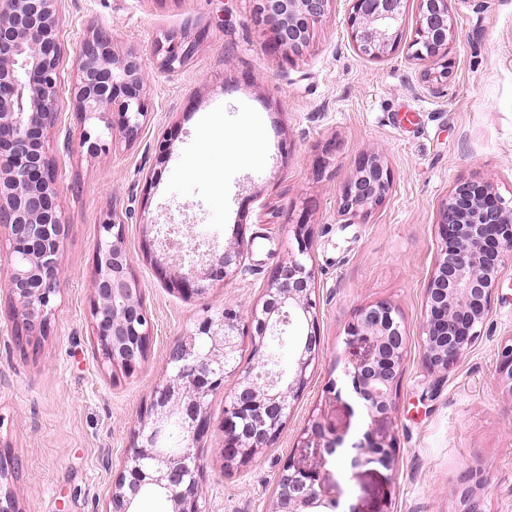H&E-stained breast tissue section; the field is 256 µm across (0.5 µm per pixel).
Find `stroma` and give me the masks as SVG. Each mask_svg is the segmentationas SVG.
Here are the masks:
<instances>
[{
	"label": "stroma",
	"mask_w": 512,
	"mask_h": 512,
	"mask_svg": "<svg viewBox=\"0 0 512 512\" xmlns=\"http://www.w3.org/2000/svg\"><path fill=\"white\" fill-rule=\"evenodd\" d=\"M350 7L333 0L304 51L285 56L270 50L251 0H59L63 56L48 145L66 224L64 275L49 331L27 350L11 337L0 289V455L21 458L12 485L20 512H106L172 344L206 307L260 304L300 224L313 230L322 357L286 429L250 466L228 471L220 457L235 378L210 397L213 427L200 445L206 512H272L277 472L313 409L346 444L363 438L359 401L346 390L330 398L327 387L363 354L345 345L348 323L378 301L395 306L407 336L396 414L376 430L396 452L389 466L327 461L343 512H458L459 476L469 468L482 476L484 512H512V398L494 382L499 345L512 336V258L483 339L448 375L427 372L421 340L441 204L470 180L512 198V0H451L455 36L441 80L426 79L428 63L408 51L417 0L406 4L398 49L380 59L353 48ZM93 27L111 34L117 55L139 56L149 107L134 143L118 137L97 155L80 146L72 101L76 53ZM170 32L197 39L192 59L171 73L159 66ZM246 125L262 137L264 155L243 166L231 156ZM367 150L388 167L392 187L380 206L347 222L339 198ZM112 209L132 214L124 245L153 328L148 359L130 375L102 368L90 327L98 226ZM165 224L220 250L245 240L244 269L207 294L182 296L170 284L179 256L161 267L151 247Z\"/></svg>",
	"instance_id": "obj_1"
}]
</instances>
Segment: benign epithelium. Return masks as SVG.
<instances>
[{"label":"benign epithelium","mask_w":512,"mask_h":512,"mask_svg":"<svg viewBox=\"0 0 512 512\" xmlns=\"http://www.w3.org/2000/svg\"><path fill=\"white\" fill-rule=\"evenodd\" d=\"M57 2L0 0V229L6 231L9 245V269L0 287L22 311L15 336L47 332L63 274L59 253L64 222L56 200V174L45 148L57 116L62 54ZM332 2L254 0V19L271 31L275 48L297 54L309 44L314 25ZM404 4L352 0L347 26L355 49L371 59L393 52L401 40ZM453 37L450 0H419L409 44L412 58L441 60ZM165 43L160 66L168 72L179 69L195 50V42L183 34H167ZM144 82L136 54L115 57L112 36L101 29L86 35L76 58L72 96L87 152L109 150L116 129L128 143L138 138L148 111ZM391 185L390 171L378 155L363 153L343 187L338 210L343 216L365 213L382 203ZM437 228L441 250L426 289L422 344L426 368L446 373L483 336L505 258L512 254V200L487 183L463 182L442 203ZM182 236L181 225H168L164 254L182 251ZM295 240L288 261L270 271L261 306L246 314L228 304L210 307L169 349L170 374L151 389L125 469L112 485L108 512H138L134 503L146 488L161 492L171 512H205L204 461L198 447L211 427L209 398L224 388L228 377L237 382L221 422L224 467L253 464L279 439L321 357L308 225H297ZM123 241V218L115 211L106 213L93 258L90 327L102 364L130 375L148 358L152 324ZM246 258L242 242L221 252L207 249L201 238L184 256L187 271L173 275L172 282L183 296L202 295L208 292L207 282L240 272ZM284 325L307 329L286 370L265 351L266 339ZM245 336L256 349L257 363L242 371L236 353ZM345 344L366 349V355L344 367V375L370 424L391 418L406 353L398 312L386 302L361 307L346 328ZM498 357L496 383L512 397V338L500 344ZM172 419L183 433L177 454L158 448ZM343 443L344 436L322 413L309 415L297 435L296 450L278 471L273 512L338 508L336 484L324 460L311 461L302 449L322 448L331 455ZM353 450L356 465L375 460L389 464L394 445L374 438L369 430ZM474 478L472 470L460 477L462 512H481Z\"/></svg>","instance_id":"7a95c632"}]
</instances>
